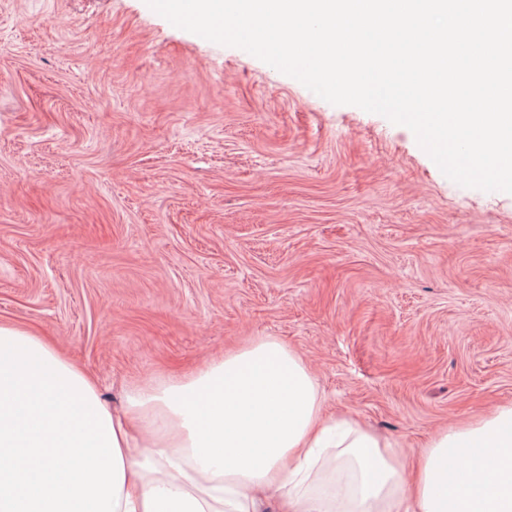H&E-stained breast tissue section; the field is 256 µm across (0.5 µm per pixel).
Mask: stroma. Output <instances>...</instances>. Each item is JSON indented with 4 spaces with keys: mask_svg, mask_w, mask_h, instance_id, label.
<instances>
[{
    "mask_svg": "<svg viewBox=\"0 0 512 512\" xmlns=\"http://www.w3.org/2000/svg\"><path fill=\"white\" fill-rule=\"evenodd\" d=\"M0 323L115 407L279 338L410 465L512 404V194L145 0H0Z\"/></svg>",
    "mask_w": 512,
    "mask_h": 512,
    "instance_id": "1",
    "label": "stroma"
}]
</instances>
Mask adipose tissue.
<instances>
[{"mask_svg":"<svg viewBox=\"0 0 512 512\" xmlns=\"http://www.w3.org/2000/svg\"><path fill=\"white\" fill-rule=\"evenodd\" d=\"M355 484L306 483L326 449ZM512 512V405L431 437L413 477L353 416H324L301 357L256 338L136 384L123 411L54 342L0 323V512Z\"/></svg>","mask_w":512,"mask_h":512,"instance_id":"1","label":"adipose tissue"}]
</instances>
